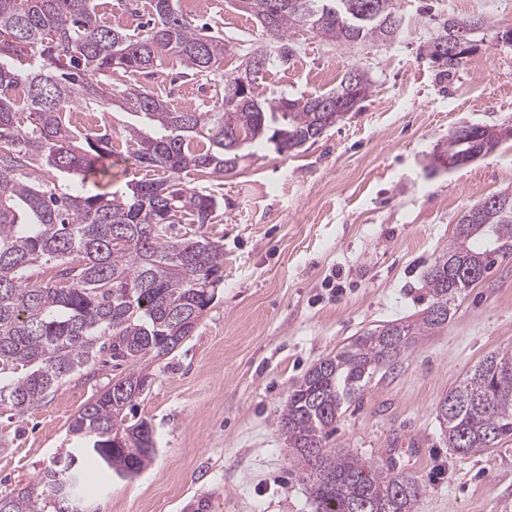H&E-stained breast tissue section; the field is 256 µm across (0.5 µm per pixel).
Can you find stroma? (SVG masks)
I'll return each mask as SVG.
<instances>
[{
	"mask_svg": "<svg viewBox=\"0 0 512 512\" xmlns=\"http://www.w3.org/2000/svg\"><path fill=\"white\" fill-rule=\"evenodd\" d=\"M405 33L351 49L292 35L287 65L264 73L272 96L324 93L357 67L372 81L358 109L301 149L252 147L237 169L206 187L221 201L213 224H179L224 247V279L186 341L150 361L151 382L127 415L147 420L155 454L130 478L96 474L91 512H315L274 420L288 390L319 359L365 329L414 320L429 304L424 275L453 241L461 215L512 187V140L485 156L448 163V133L512 125V0H400ZM185 18L234 49L226 70L263 43L238 0H201ZM485 17L465 64L444 74L423 48L448 17ZM168 59L144 86L171 108L214 107L212 84L183 78ZM512 347V259L455 301L447 323L380 368L336 425L337 449L385 467L388 446L422 439L405 468L425 493L419 512H512V452L456 456L435 408L487 353ZM131 363L98 357L38 405L0 404V496L35 482L68 426Z\"/></svg>",
	"mask_w": 512,
	"mask_h": 512,
	"instance_id": "obj_1",
	"label": "stroma"
}]
</instances>
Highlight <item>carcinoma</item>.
Listing matches in <instances>:
<instances>
[{"instance_id": "1", "label": "carcinoma", "mask_w": 512, "mask_h": 512, "mask_svg": "<svg viewBox=\"0 0 512 512\" xmlns=\"http://www.w3.org/2000/svg\"><path fill=\"white\" fill-rule=\"evenodd\" d=\"M145 34L109 27L96 0H0V402L18 409L40 403L51 388L103 352L114 360L161 358L191 335L221 283L224 247L206 236L176 238V224H214L217 196L190 188L182 174L205 182L236 168L242 149L267 142L292 152L314 141L328 113L318 101L365 99L371 83L353 67L322 94L268 97L259 76L288 61L292 34L303 31L340 48L400 38L399 0H248L269 43L250 59L256 68L220 72L233 45L193 26L180 0H150ZM481 18H448L427 43L430 59L455 45L461 26ZM30 51L21 69L19 48ZM181 60L193 76H218L224 96L208 110L179 111L150 89L115 83L144 74L164 58ZM80 99L95 111L117 105L155 129L132 127L126 144L134 164L160 176L131 180L124 191L77 194L67 181L112 176V133L80 136L68 106ZM512 139V127L465 126L448 135L451 157L477 156ZM448 252L429 267L431 298L412 322L367 329L313 364L288 391L276 428L309 484L316 512H417L423 490L408 476L366 464L326 446L343 408L378 369L447 319L449 306L512 256V187L467 209ZM149 373L130 372L69 425L79 447L58 453L37 481L0 497V512H32L39 496L54 512L84 504L78 487L88 468L136 475L155 451L149 424L126 423V409L149 386ZM454 454L502 452L512 442V349L492 351L436 407Z\"/></svg>"}]
</instances>
